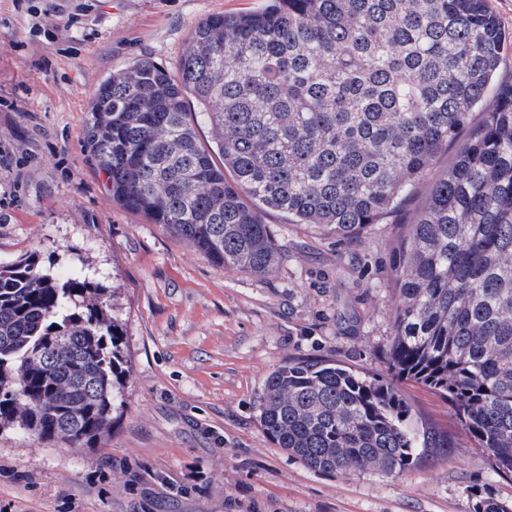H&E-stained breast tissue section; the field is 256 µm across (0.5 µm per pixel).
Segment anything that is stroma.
<instances>
[{
  "instance_id": "1",
  "label": "stroma",
  "mask_w": 512,
  "mask_h": 512,
  "mask_svg": "<svg viewBox=\"0 0 512 512\" xmlns=\"http://www.w3.org/2000/svg\"><path fill=\"white\" fill-rule=\"evenodd\" d=\"M0 0V263L38 252L114 291L130 371L126 403L92 448L0 431V512H473L512 480L449 449L400 478L308 468L268 441L258 400L298 357L378 375L397 304V242L458 144L382 223L357 238L263 215L278 244L266 276L219 268L113 201L85 147L88 106L112 71L149 56L176 70L196 23L265 0ZM426 422L463 438L447 401L403 384Z\"/></svg>"
}]
</instances>
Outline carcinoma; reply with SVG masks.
Listing matches in <instances>:
<instances>
[{
    "mask_svg": "<svg viewBox=\"0 0 512 512\" xmlns=\"http://www.w3.org/2000/svg\"><path fill=\"white\" fill-rule=\"evenodd\" d=\"M505 41L486 0H268L200 20L176 73L143 57L92 94L85 147L112 199L259 276L279 262L262 212L356 237L471 128L399 242L390 378L296 358L265 382L263 433L313 470L402 477L446 456L455 442L419 423L412 382L512 478V87L485 103ZM127 383L103 286L35 251L0 265V430L90 447Z\"/></svg>",
    "mask_w": 512,
    "mask_h": 512,
    "instance_id": "carcinoma-1",
    "label": "carcinoma"
}]
</instances>
